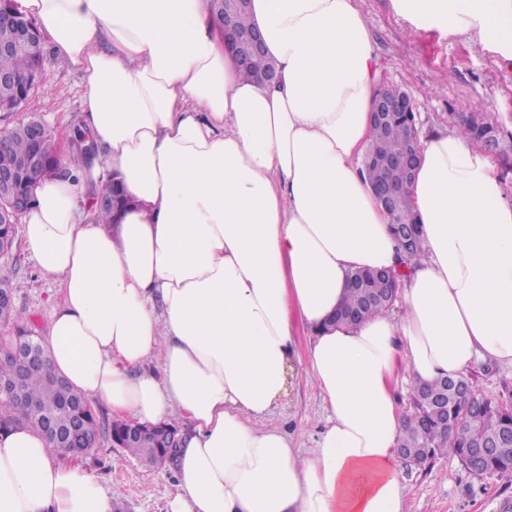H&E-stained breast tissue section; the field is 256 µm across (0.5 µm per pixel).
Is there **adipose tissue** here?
I'll list each match as a JSON object with an SVG mask.
<instances>
[{
    "label": "adipose tissue",
    "mask_w": 512,
    "mask_h": 512,
    "mask_svg": "<svg viewBox=\"0 0 512 512\" xmlns=\"http://www.w3.org/2000/svg\"><path fill=\"white\" fill-rule=\"evenodd\" d=\"M83 75L98 155L39 177L23 239L61 302L54 370L114 417L181 413L168 512H406L396 448L409 379L512 366V201L495 162L451 129L421 142L411 201L424 253L401 320H331L345 276L396 269L361 159L381 92L357 0H251L278 80L240 71L210 0H13ZM415 28L512 63V0H391ZM119 180L128 206L93 201ZM324 403L312 454L267 419L298 328ZM0 512H113L96 478L28 428L0 433Z\"/></svg>",
    "instance_id": "1"
}]
</instances>
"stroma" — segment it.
Wrapping results in <instances>:
<instances>
[{
    "instance_id": "stroma-1",
    "label": "stroma",
    "mask_w": 512,
    "mask_h": 512,
    "mask_svg": "<svg viewBox=\"0 0 512 512\" xmlns=\"http://www.w3.org/2000/svg\"><path fill=\"white\" fill-rule=\"evenodd\" d=\"M367 17L384 87H398L414 100L422 133L452 128L460 114L476 112L500 130L501 156L495 162L504 194L512 200V66L487 56L474 41L453 40L435 30H417L399 20L390 0H358ZM82 74L47 52L31 94L49 129L62 131L80 117ZM10 277L14 302L24 325L48 332L58 302V282L43 273L23 237L0 255ZM298 356L288 395L270 417L295 447L316 446L323 414L318 389L307 375L306 332L296 336ZM476 392L499 398L512 395V366L492 361L468 372ZM112 495L115 512H167L177 490L171 466L147 467L122 449L100 442L78 460ZM408 512H512V475H475L454 457L436 459L423 469L403 467Z\"/></svg>"
}]
</instances>
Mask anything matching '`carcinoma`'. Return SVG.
<instances>
[{"instance_id":"carcinoma-1","label":"carcinoma","mask_w":512,"mask_h":512,"mask_svg":"<svg viewBox=\"0 0 512 512\" xmlns=\"http://www.w3.org/2000/svg\"><path fill=\"white\" fill-rule=\"evenodd\" d=\"M0 11L12 17L14 24L0 23V42H10L23 33L20 45L0 52V104L32 112L27 122L19 124L0 137V172L14 175L15 189L24 193L31 189L38 176L53 177L69 173L63 166L58 145L50 131L35 116L37 104L30 94L33 80L41 74L45 42L34 19L28 18L0 0ZM272 68L265 55L241 65L243 75L258 78ZM410 125L397 116L390 129L373 127L368 148L380 160L397 153L409 140ZM35 159L33 168L24 161ZM122 202V193L111 183L98 195L96 203L102 212ZM402 264L409 266L423 252L421 234H416L408 248L397 246ZM347 279L344 310L366 320L389 310V282L375 270H355ZM13 339L36 341L35 357L0 348V382L21 377L22 388L17 395L0 392V432L17 427H30L39 432L54 423L56 434L47 436L52 449L68 455L70 448H89L92 442L104 439L113 448H121L133 457L155 465L162 458L174 460L179 440L169 436L165 423L137 435H129L128 421L104 420L83 394L62 382L52 369L40 337L22 326L14 329ZM469 382L465 375L411 383L410 414L400 437L403 448L423 456L429 465L442 456L456 457L472 474L512 473V397L491 398L471 392L465 394L460 385Z\"/></svg>"}]
</instances>
